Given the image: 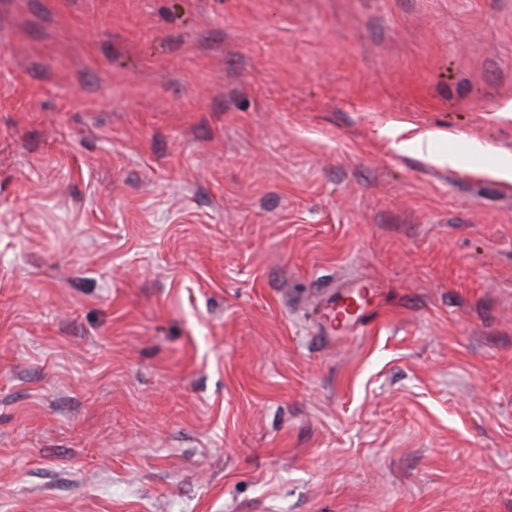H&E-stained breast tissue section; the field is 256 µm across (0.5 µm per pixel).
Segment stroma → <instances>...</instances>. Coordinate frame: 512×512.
Wrapping results in <instances>:
<instances>
[{
  "label": "stroma",
  "mask_w": 512,
  "mask_h": 512,
  "mask_svg": "<svg viewBox=\"0 0 512 512\" xmlns=\"http://www.w3.org/2000/svg\"><path fill=\"white\" fill-rule=\"evenodd\" d=\"M508 161L512 0H0V512H512ZM351 288H355L354 284L342 286L336 292H331L326 296L325 319L322 324L324 333L333 336L344 334L354 324L362 322L370 316L368 308L373 290L369 291L366 286ZM355 299L358 300V303Z\"/></svg>",
  "instance_id": "1"
}]
</instances>
